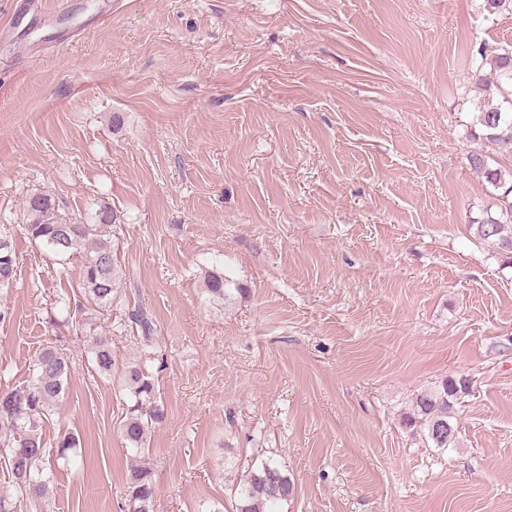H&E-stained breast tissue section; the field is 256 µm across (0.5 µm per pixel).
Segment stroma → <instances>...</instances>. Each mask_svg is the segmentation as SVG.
Instances as JSON below:
<instances>
[{"label": "stroma", "mask_w": 512, "mask_h": 512, "mask_svg": "<svg viewBox=\"0 0 512 512\" xmlns=\"http://www.w3.org/2000/svg\"><path fill=\"white\" fill-rule=\"evenodd\" d=\"M0 0V390L64 337L69 393L43 435L81 438L53 512H121L131 456L120 366L161 356L148 435L154 512H233L261 459L295 484L282 512H512V268L471 223L496 207L470 167L474 59L512 45L484 0ZM124 125L113 130V115ZM100 206L122 270L81 317L80 259L26 238L24 200ZM223 268L242 291L210 299ZM145 308L152 345L128 314ZM118 369L93 374L92 337ZM456 447L402 417L447 377ZM8 233L10 228L4 224L0 230V291L2 293H8V290L13 287L17 271L16 255L7 240Z\"/></svg>", "instance_id": "obj_1"}]
</instances>
